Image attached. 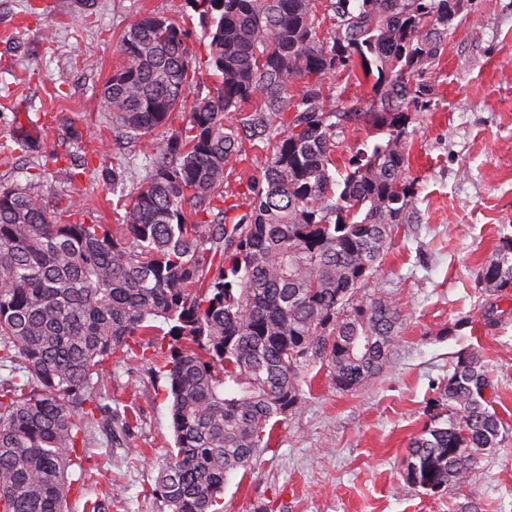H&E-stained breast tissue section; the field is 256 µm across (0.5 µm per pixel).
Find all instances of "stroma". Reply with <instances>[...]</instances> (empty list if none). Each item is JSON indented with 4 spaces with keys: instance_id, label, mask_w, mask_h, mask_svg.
Listing matches in <instances>:
<instances>
[{
    "instance_id": "obj_1",
    "label": "stroma",
    "mask_w": 512,
    "mask_h": 512,
    "mask_svg": "<svg viewBox=\"0 0 512 512\" xmlns=\"http://www.w3.org/2000/svg\"><path fill=\"white\" fill-rule=\"evenodd\" d=\"M167 17L190 34L192 92L207 94L208 39L186 0H0V184L31 185L68 217L75 203L88 223L118 224L112 169L140 186L154 149L188 118L183 103L150 143L116 136L102 90L126 61L117 46L142 15ZM51 29V40L42 32ZM422 81L428 110L408 126L409 175L419 221L400 225L368 289L400 308V328L382 373L352 391L309 369L303 404L277 424L250 468L231 476L224 512H512V433L483 458L470 481L439 493L408 485L411 440L444 411L438 404L457 356L478 353L495 387L494 408L512 424V287L489 296L478 271L512 239V0H469L438 62ZM33 140L21 154L16 137ZM85 166L61 183L57 156ZM496 314H489L490 304ZM169 337H153L151 362L132 358L112 374V396L136 415L115 445L96 448L82 499L69 512H169L153 493L157 463L173 443L163 364Z\"/></svg>"
}]
</instances>
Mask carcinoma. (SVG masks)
<instances>
[{
    "label": "carcinoma",
    "instance_id": "cac0c4a2",
    "mask_svg": "<svg viewBox=\"0 0 512 512\" xmlns=\"http://www.w3.org/2000/svg\"><path fill=\"white\" fill-rule=\"evenodd\" d=\"M186 3L206 22L217 84L153 155L120 231L53 221L31 187L0 185V512H68L97 434L130 426L110 403L112 366L149 361L143 336L155 330L173 341L159 376L174 447L153 490L170 512H221L229 478L301 408L310 363L351 391L382 370L397 336L395 302L360 290L416 218L408 112L429 88L413 80L440 57L463 0H328L323 40L318 0ZM119 51L127 64L103 99L112 128L144 141L190 93L193 49L186 30L149 13ZM358 67L377 75L367 115L384 138L338 181L340 137L361 113L329 103L323 85ZM256 149L269 154L258 174L244 166ZM230 177L242 187L233 201ZM480 283L512 286L511 239ZM489 389L482 358L458 357L440 392L448 418L409 445L408 484L462 487L500 447L508 429Z\"/></svg>",
    "mask_w": 512,
    "mask_h": 512
}]
</instances>
